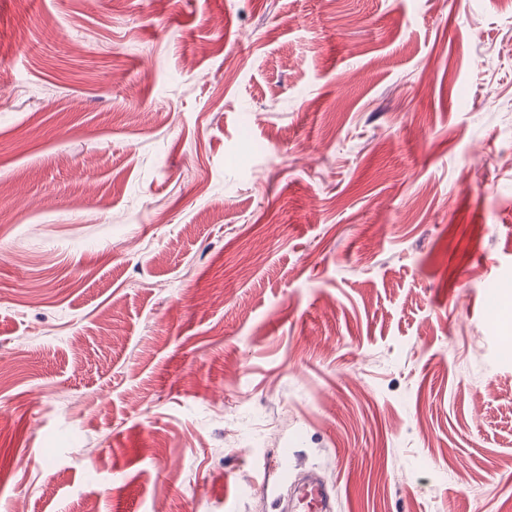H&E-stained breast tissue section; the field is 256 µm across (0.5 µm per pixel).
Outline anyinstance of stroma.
<instances>
[{"instance_id":"1","label":"stroma","mask_w":512,"mask_h":512,"mask_svg":"<svg viewBox=\"0 0 512 512\" xmlns=\"http://www.w3.org/2000/svg\"><path fill=\"white\" fill-rule=\"evenodd\" d=\"M512 0H0V512H512ZM334 489L312 471L302 473L290 488L283 512H333Z\"/></svg>"}]
</instances>
